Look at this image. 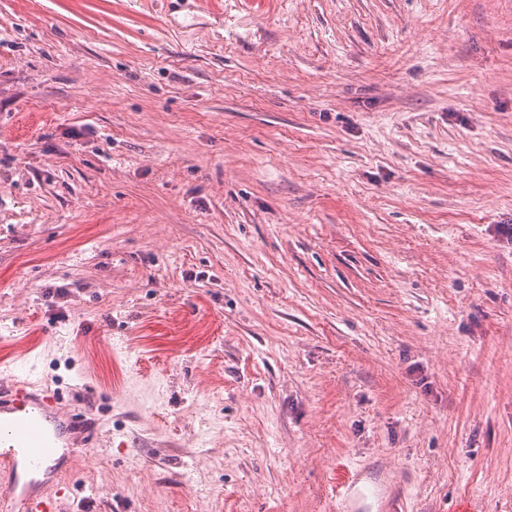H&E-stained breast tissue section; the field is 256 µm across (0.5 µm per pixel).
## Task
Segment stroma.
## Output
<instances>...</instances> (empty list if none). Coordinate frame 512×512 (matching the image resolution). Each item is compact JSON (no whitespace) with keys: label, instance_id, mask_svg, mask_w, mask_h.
Segmentation results:
<instances>
[{"label":"stroma","instance_id":"stroma-1","mask_svg":"<svg viewBox=\"0 0 512 512\" xmlns=\"http://www.w3.org/2000/svg\"><path fill=\"white\" fill-rule=\"evenodd\" d=\"M68 512H512V0H0V382ZM361 477L357 473L343 471L336 478V496L340 499L344 508L353 499H377L378 512H399L401 505L391 487L384 481L375 482L373 486L360 485Z\"/></svg>","mask_w":512,"mask_h":512}]
</instances>
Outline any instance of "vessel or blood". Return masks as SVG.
<instances>
[{"mask_svg": "<svg viewBox=\"0 0 512 512\" xmlns=\"http://www.w3.org/2000/svg\"><path fill=\"white\" fill-rule=\"evenodd\" d=\"M91 440L85 418L63 410L54 394L39 390L29 380L16 378L0 384V502L12 512H62L63 490H43L32 481L62 447L66 434ZM341 503L376 499L379 512H399L401 505L384 482L366 486L359 474L345 472L336 480Z\"/></svg>", "mask_w": 512, "mask_h": 512, "instance_id": "1", "label": "vessel or blood"}]
</instances>
